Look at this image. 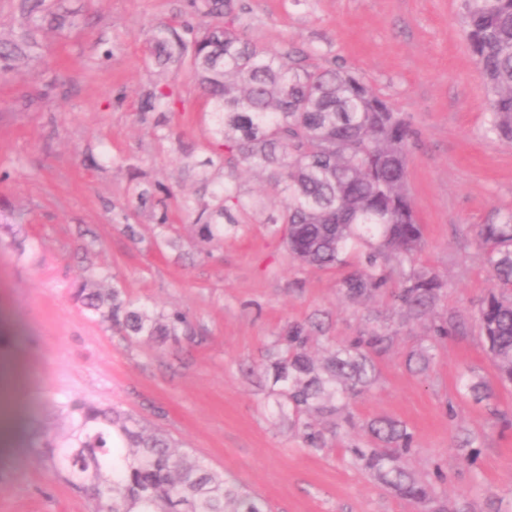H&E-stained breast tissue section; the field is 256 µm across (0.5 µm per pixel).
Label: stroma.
Returning a JSON list of instances; mask_svg holds the SVG:
<instances>
[{"label":"stroma","mask_w":512,"mask_h":512,"mask_svg":"<svg viewBox=\"0 0 512 512\" xmlns=\"http://www.w3.org/2000/svg\"><path fill=\"white\" fill-rule=\"evenodd\" d=\"M206 0H50L34 58L0 83V224L23 225L38 254L0 238V364L16 407L0 435V512H89L34 453L33 436L73 399L140 415L174 444L263 499L271 512H427L366 475L339 447L303 448L277 415L267 352L291 323L319 321L313 352L364 328L397 334L376 383L349 406L341 438L388 417L407 424V466L446 475L437 492L467 512H512V387H502L476 319L492 282L477 225L512 209V143L485 135L487 90L460 31V0H230L245 38L353 68L417 135L408 190L420 266L448 286L457 335L426 374L406 359L423 323L398 325L383 297L349 304L342 273L301 265L283 242L284 201L267 173L227 171L190 64L161 65L152 31L201 22ZM168 106L145 109L152 93ZM226 185L240 227L201 247L202 203ZM156 207L139 204L140 193ZM115 276L131 297L190 321L180 343L135 342L88 319L79 272ZM483 381L487 397L465 381Z\"/></svg>","instance_id":"obj_1"}]
</instances>
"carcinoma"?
I'll list each match as a JSON object with an SVG mask.
<instances>
[{
	"label": "carcinoma",
	"instance_id": "cac0c4a2",
	"mask_svg": "<svg viewBox=\"0 0 512 512\" xmlns=\"http://www.w3.org/2000/svg\"><path fill=\"white\" fill-rule=\"evenodd\" d=\"M464 39L488 94L487 132L512 142V0H461ZM45 0L23 5L24 31L0 40V81L10 80L17 59L36 46L33 31L45 20ZM169 28H155L157 58L189 60L213 117L212 133L222 140L227 163L270 170L286 205L285 243L301 264L344 269L343 296L352 303L389 296L403 319L432 318L428 344L408 357L418 374L427 372L435 348L456 333L436 316L446 283L416 264L424 231L408 192V155L415 138L404 115L347 67H323L244 39L230 17L220 26L202 25L188 42L172 41ZM217 194L197 220L199 243L224 238L222 219L235 220ZM475 244L493 289L477 322L498 380L512 385V210L479 224ZM82 310L131 341L163 346L187 335L186 315L158 312L131 298L114 279L107 289L82 284L72 292ZM322 324L295 323L276 337L268 357L274 371L278 417L309 451L332 445L336 429L308 420L312 413L336 424L346 406L376 382L375 358L385 354L393 334L362 329L345 345L318 357L310 352ZM68 430L40 434L36 451L49 468L83 491L94 512H268L244 485L224 477L173 445L167 434L116 407L80 400L65 405ZM366 441L344 449L362 470L429 512H460L436 495L444 481L405 467L414 433L388 418L367 423Z\"/></svg>",
	"mask_w": 512,
	"mask_h": 512
}]
</instances>
